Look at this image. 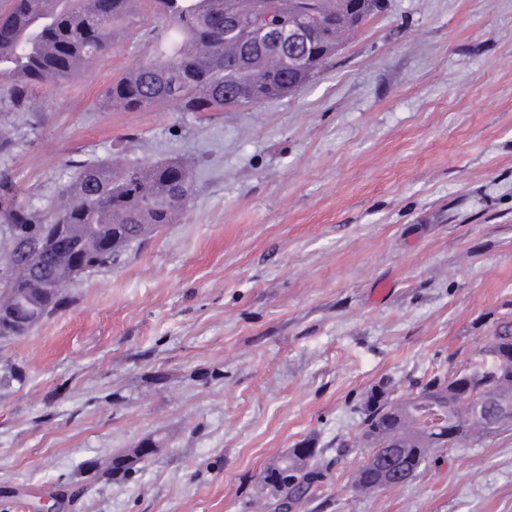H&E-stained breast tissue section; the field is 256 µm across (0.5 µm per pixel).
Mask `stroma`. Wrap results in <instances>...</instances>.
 <instances>
[{
    "label": "stroma",
    "instance_id": "obj_1",
    "mask_svg": "<svg viewBox=\"0 0 512 512\" xmlns=\"http://www.w3.org/2000/svg\"><path fill=\"white\" fill-rule=\"evenodd\" d=\"M383 2L253 109L95 107L154 58L148 0L31 111L0 104V169L43 210L73 161L196 166L175 223L0 343V512H273L264 475L296 448L323 472L300 512H512V429L354 484L371 392L405 396L512 318V0Z\"/></svg>",
    "mask_w": 512,
    "mask_h": 512
}]
</instances>
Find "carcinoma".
Masks as SVG:
<instances>
[{"label": "carcinoma", "mask_w": 512, "mask_h": 512, "mask_svg": "<svg viewBox=\"0 0 512 512\" xmlns=\"http://www.w3.org/2000/svg\"><path fill=\"white\" fill-rule=\"evenodd\" d=\"M163 26L156 60L112 80L96 105L109 111L222 112L248 108L300 89L352 34V0H262L247 17L242 0H149ZM138 0H10L0 12V96L16 112L29 111L37 90L83 72L112 47ZM302 27L317 57L295 65L269 38V30ZM232 50L236 62L226 61ZM195 170L182 160L118 167L110 160L74 165L65 200L43 212L25 203L12 172L0 170V225L13 227L30 249L28 264L0 267V339L25 336L63 306L55 283L119 265L130 246L171 224L192 201ZM59 236L71 250L54 249ZM434 375L393 402L370 397L356 445L369 449L355 473L362 492L415 478L432 448L474 440L478 429L461 394L498 408L489 435L512 428V321L486 337L466 367ZM307 448L285 457L274 472V510L306 502L317 472L307 469Z\"/></svg>", "instance_id": "cac0c4a2"}]
</instances>
